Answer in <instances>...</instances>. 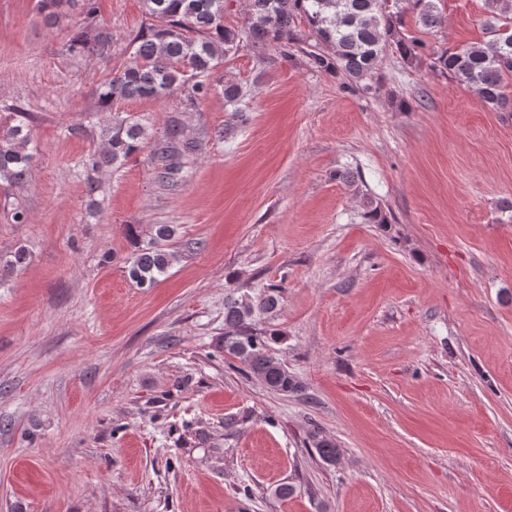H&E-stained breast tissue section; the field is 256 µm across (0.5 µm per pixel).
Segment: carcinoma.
Here are the masks:
<instances>
[{
  "label": "carcinoma",
  "instance_id": "carcinoma-1",
  "mask_svg": "<svg viewBox=\"0 0 512 512\" xmlns=\"http://www.w3.org/2000/svg\"><path fill=\"white\" fill-rule=\"evenodd\" d=\"M150 23L134 37L131 61L109 74L96 88L99 111L131 99H162L187 86L191 97L203 99L221 90L232 102L240 94L237 87L223 84L218 72L224 57L236 53L242 40L260 49L275 44L288 52L295 40V19L307 23L312 43L305 51L311 67L345 75L356 82L378 79L381 55L393 47L402 59L418 62L425 47L401 30L398 16L387 11V0H251L250 11L240 30L224 25L225 0H143ZM483 22L486 39L478 44L428 54L429 66L448 74L461 84L477 88L486 105L505 109L512 100L504 88L512 81V0H485ZM416 21L433 29L443 17L436 0H414ZM36 9L44 21L58 25L70 12L80 10L86 27L67 44L73 56L93 59L107 55L110 39L92 27L97 14L96 0H37ZM14 123L0 128V180L20 185L25 182L35 158L27 116L19 108ZM102 148L88 154L86 195L94 197L101 183L96 174L118 167L132 154L148 147L152 133L132 118H112L99 131ZM362 218L368 224H386L388 217L380 203L364 198ZM176 230L160 224L147 239L137 242L127 258L129 278L140 286H152L171 265L174 254L161 248ZM279 290L269 288L255 300L229 298L224 303V350L236 357L235 367L243 377L265 383L278 394H295L302 384L282 362L270 353L269 343L279 333L259 334L256 318L274 309ZM318 455L336 462L333 442L314 436Z\"/></svg>",
  "mask_w": 512,
  "mask_h": 512
}]
</instances>
